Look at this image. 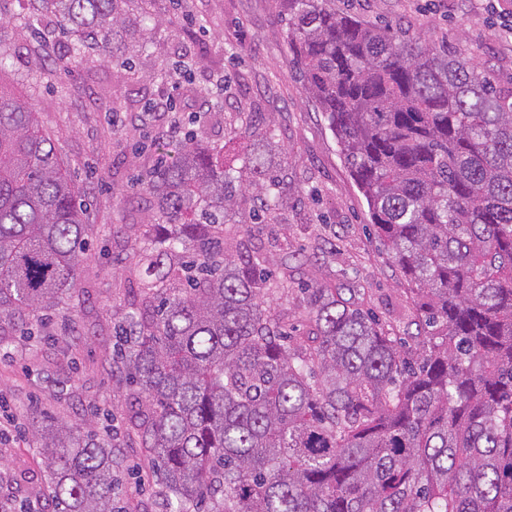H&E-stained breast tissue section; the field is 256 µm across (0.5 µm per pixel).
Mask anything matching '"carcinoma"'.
Masks as SVG:
<instances>
[{
	"label": "carcinoma",
	"mask_w": 512,
	"mask_h": 512,
	"mask_svg": "<svg viewBox=\"0 0 512 512\" xmlns=\"http://www.w3.org/2000/svg\"><path fill=\"white\" fill-rule=\"evenodd\" d=\"M56 18L30 65L120 60L129 0H26ZM291 75L334 135L370 224L409 285L423 336L411 354L355 291L308 289L313 335L294 344L265 307L260 258L232 251L246 192L224 148L202 144L226 116L215 86L198 131L154 142L135 192L149 196L124 353L129 436L149 449L166 512H512V82L480 62L371 26L336 0H279ZM0 8L20 40L32 22ZM192 65L136 73L173 87ZM257 208L283 178L245 120ZM39 113L0 91V345L57 335L90 225ZM49 512H122L112 439L29 415Z\"/></svg>",
	"instance_id": "cac0c4a2"
}]
</instances>
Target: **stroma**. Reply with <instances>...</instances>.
Wrapping results in <instances>:
<instances>
[{
  "label": "stroma",
  "instance_id": "obj_1",
  "mask_svg": "<svg viewBox=\"0 0 512 512\" xmlns=\"http://www.w3.org/2000/svg\"><path fill=\"white\" fill-rule=\"evenodd\" d=\"M336 7L368 24H404L430 45L478 55L498 81L512 80V46L492 27L494 14L512 12V0H491L487 11L472 0H336ZM150 8L163 24L124 39L136 69H158L187 51H206L208 61L192 79L199 92L195 111H207V91L220 73L233 105L257 113L272 131L275 161L284 174L283 206L271 221L230 224L226 231L245 247L259 246L267 267L287 275L288 291L267 297L275 318L301 341L312 328L301 284L349 286L402 338L406 351H415L408 285L372 232L366 203L332 132L289 75L276 0H152ZM115 71L112 63L93 61L65 74L34 73L23 52L0 64V89L27 98L38 110L84 191L93 226L83 278L62 310L82 328L81 342L70 349L39 339L0 345V423L8 428L0 435V500L16 508L34 503L45 482L40 450L20 432L33 405L72 421L97 410L100 433L123 448L116 470L120 505L125 512L166 508L146 450L126 445L125 386L108 359L117 327L128 321L129 289L138 280L127 270L132 248L112 240L113 225L139 223L145 205L129 191L136 172L131 147L170 135L171 114L163 106L173 92L157 79L119 80Z\"/></svg>",
  "mask_w": 512,
  "mask_h": 512
}]
</instances>
